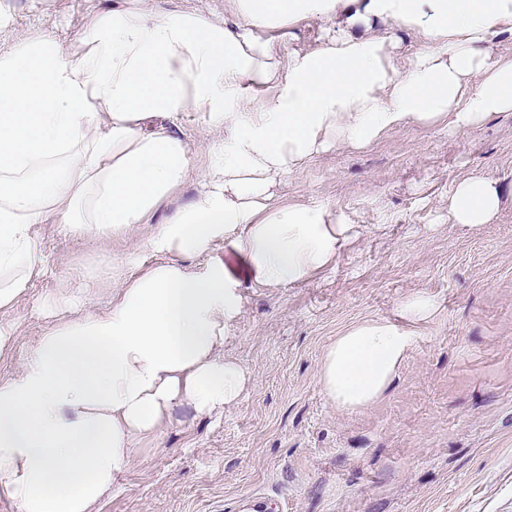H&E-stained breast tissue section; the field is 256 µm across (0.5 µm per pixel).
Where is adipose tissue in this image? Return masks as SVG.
I'll use <instances>...</instances> for the list:
<instances>
[{"instance_id": "1", "label": "adipose tissue", "mask_w": 512, "mask_h": 512, "mask_svg": "<svg viewBox=\"0 0 512 512\" xmlns=\"http://www.w3.org/2000/svg\"><path fill=\"white\" fill-rule=\"evenodd\" d=\"M312 17L326 23L318 44L288 49L285 28ZM379 23L421 37L405 72ZM504 31L512 0H224L220 21L123 0L90 17L76 47L31 35L1 50L0 358L17 340L8 310L45 272L36 231L48 214L84 235L130 232L191 173L168 121L203 113L224 145L197 198L149 237L162 262L119 280L108 310L55 322L19 372L0 375V495L20 512H93L175 404L210 415L235 403L249 377L222 350L240 286L222 263L187 260L230 238L265 286L329 268L360 226L284 199L280 179L411 124L465 130L512 112V60L489 51ZM501 204L495 181L470 176L448 218L489 224ZM434 310L414 296L400 320L342 330L318 366L327 400L354 411L380 399Z\"/></svg>"}]
</instances>
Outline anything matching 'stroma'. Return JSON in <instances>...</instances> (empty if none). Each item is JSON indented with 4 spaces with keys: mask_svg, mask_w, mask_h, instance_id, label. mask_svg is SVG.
Returning a JSON list of instances; mask_svg holds the SVG:
<instances>
[{
    "mask_svg": "<svg viewBox=\"0 0 512 512\" xmlns=\"http://www.w3.org/2000/svg\"><path fill=\"white\" fill-rule=\"evenodd\" d=\"M113 0H0L10 18L0 49L34 32L70 45L90 15ZM189 143L190 178L135 235L92 238L55 217L38 230L46 273L10 312L19 336L0 374L19 370L52 323L45 303L80 293L85 309L112 299L104 264L126 273L155 262L152 227L190 203L208 153L224 143L200 114L172 123ZM495 180L502 208L493 223L448 220L456 182ZM287 198L343 212L363 231L314 279L262 288L230 241L211 260L241 284L243 305L224 355L248 374L243 396L212 417L173 406L95 512H512V112L463 132L410 125L363 150L336 148L284 181ZM424 294L434 315L382 399L336 409L317 369L347 326L394 318L403 299Z\"/></svg>",
    "mask_w": 512,
    "mask_h": 512,
    "instance_id": "obj_1",
    "label": "stroma"
}]
</instances>
